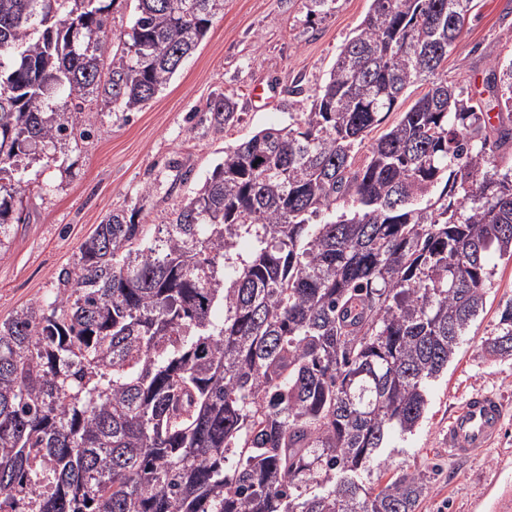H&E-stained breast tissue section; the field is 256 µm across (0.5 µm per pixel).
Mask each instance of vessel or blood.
I'll use <instances>...</instances> for the list:
<instances>
[{
    "label": "vessel or blood",
    "mask_w": 512,
    "mask_h": 512,
    "mask_svg": "<svg viewBox=\"0 0 512 512\" xmlns=\"http://www.w3.org/2000/svg\"><path fill=\"white\" fill-rule=\"evenodd\" d=\"M504 410L503 401L496 397L475 395L469 398L448 427L446 439L452 454L466 457L490 445L501 430Z\"/></svg>",
    "instance_id": "b4317fda"
}]
</instances>
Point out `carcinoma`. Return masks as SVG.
Masks as SVG:
<instances>
[{
    "instance_id": "carcinoma-1",
    "label": "carcinoma",
    "mask_w": 512,
    "mask_h": 512,
    "mask_svg": "<svg viewBox=\"0 0 512 512\" xmlns=\"http://www.w3.org/2000/svg\"><path fill=\"white\" fill-rule=\"evenodd\" d=\"M136 2L114 62L102 0H0V248L29 149L91 135L54 98L141 111L224 10ZM473 3L371 0L309 111L167 223L110 213L0 322V512H416L423 477L363 475L512 259V59L486 49V103L439 72ZM236 116L210 101L215 133ZM485 351L512 356V300ZM427 89V85L420 84H415L408 88L406 93L400 98L399 104L396 107V109L393 112H391V114L388 116L386 122L379 128L375 129L366 138L364 144L362 145V147H360L359 151L357 152V163L361 164L364 162V159L368 153L367 147L370 144L371 140L378 137L386 128H388L392 124L397 123L400 120L403 112H406L413 105V103L427 91Z\"/></svg>"
}]
</instances>
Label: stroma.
<instances>
[{
    "mask_svg": "<svg viewBox=\"0 0 512 512\" xmlns=\"http://www.w3.org/2000/svg\"><path fill=\"white\" fill-rule=\"evenodd\" d=\"M475 3L442 68L449 83L482 99L489 76L484 49L493 46L501 59L512 58V0ZM369 7L370 0H329L322 8L313 0H224L195 52L142 111L97 105L76 112L70 98H56L57 110L93 133L58 141L22 173V202L0 257V321L46 298L110 212L164 223L202 186L225 148L287 124L289 113L309 111L310 94ZM296 85L301 93H293ZM256 87L265 89L263 98H252ZM219 93L233 97L240 113L220 136L206 112ZM490 266L484 310L432 382L423 419L410 433L390 435L385 465L370 476L383 483L403 474L424 477L428 489L417 512H512V358L490 356L483 347L501 305L512 299V260L495 256ZM480 392L504 400L502 431L491 446L455 457L444 444L449 418Z\"/></svg>",
    "mask_w": 512,
    "mask_h": 512,
    "instance_id": "stroma-1",
    "label": "stroma"
}]
</instances>
